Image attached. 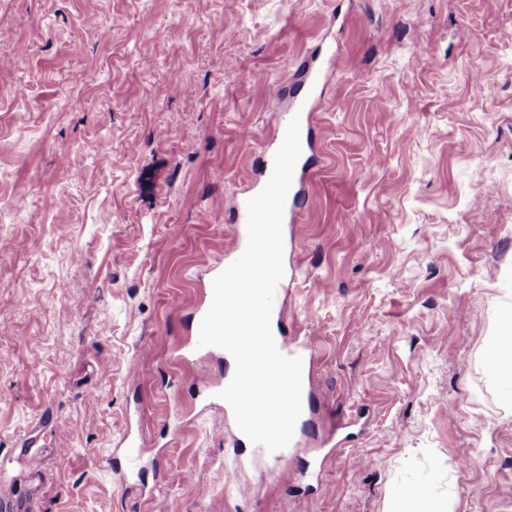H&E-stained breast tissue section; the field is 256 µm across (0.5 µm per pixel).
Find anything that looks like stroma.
<instances>
[{"mask_svg":"<svg viewBox=\"0 0 512 512\" xmlns=\"http://www.w3.org/2000/svg\"><path fill=\"white\" fill-rule=\"evenodd\" d=\"M1 25L0 493L19 512H395L415 485L414 512H512L489 374L512 309V0H0ZM328 43L279 301L314 349L315 412L272 470L195 397L225 356L182 347L289 118L271 101ZM140 433L142 490L122 479Z\"/></svg>","mask_w":512,"mask_h":512,"instance_id":"1","label":"stroma"}]
</instances>
